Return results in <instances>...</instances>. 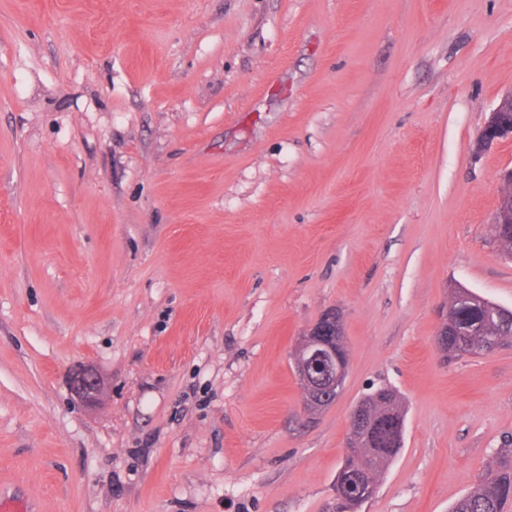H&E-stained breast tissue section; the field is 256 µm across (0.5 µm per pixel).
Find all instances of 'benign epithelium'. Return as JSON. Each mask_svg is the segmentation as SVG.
<instances>
[{
    "instance_id": "benign-epithelium-1",
    "label": "benign epithelium",
    "mask_w": 512,
    "mask_h": 512,
    "mask_svg": "<svg viewBox=\"0 0 512 512\" xmlns=\"http://www.w3.org/2000/svg\"><path fill=\"white\" fill-rule=\"evenodd\" d=\"M512 139V91L504 94L495 104L490 116L478 134L472 152L479 155L493 144ZM493 223L512 224V169L500 175V194ZM294 365L301 372V387L304 392V407L309 412L316 411V395L318 389L313 387L314 376L310 368L315 365H325L323 378L327 380L328 389L332 393H340L345 385L349 368L342 363H336V347L327 338L308 341L297 347L293 353ZM68 387L70 392L82 403H93L100 391V380L96 373L84 368L75 375H69Z\"/></svg>"
}]
</instances>
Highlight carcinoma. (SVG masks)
Segmentation results:
<instances>
[{"label":"carcinoma","mask_w":512,"mask_h":512,"mask_svg":"<svg viewBox=\"0 0 512 512\" xmlns=\"http://www.w3.org/2000/svg\"><path fill=\"white\" fill-rule=\"evenodd\" d=\"M494 236L507 254H512V224H497ZM448 314L463 323L476 319L481 309L448 301ZM446 345L440 350L452 360L465 355H481L491 346L512 340V310L501 309L499 317L483 325L478 336H453L451 324L442 327ZM364 426L347 438L346 455L336 474V494L341 508L356 512L377 492L382 468L398 453L402 445L404 409L400 394L390 386H379L359 401ZM512 502V448L497 450L472 491L460 498L452 512H504Z\"/></svg>","instance_id":"cac0c4a2"}]
</instances>
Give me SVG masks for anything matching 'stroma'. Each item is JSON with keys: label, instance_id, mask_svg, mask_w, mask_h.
<instances>
[{"label": "stroma", "instance_id": "1", "mask_svg": "<svg viewBox=\"0 0 512 512\" xmlns=\"http://www.w3.org/2000/svg\"><path fill=\"white\" fill-rule=\"evenodd\" d=\"M512 0H0V484L35 512H340L348 416L400 392L358 512H450L512 448V344L445 361L491 224ZM349 374L310 417L328 309ZM95 371L86 406L71 370ZM507 138L512 139V91L504 94L492 108L488 121L473 144L472 152L480 155L493 144ZM336 326L341 330V334L336 336V347L329 338H323L317 341H308L297 347L293 353L294 366H297L301 372V387L304 392V407L309 412H316L318 405L316 395L319 394V388L313 387V381L316 378L310 374V368L316 364H325L323 378L327 380L328 389L331 393L339 394L345 385L349 368L347 365L336 364V354L339 358L348 361V351L344 344V334L341 318L336 312Z\"/></svg>", "mask_w": 512, "mask_h": 512}]
</instances>
